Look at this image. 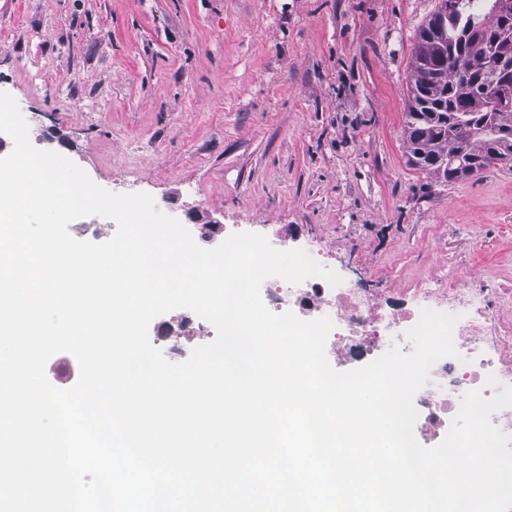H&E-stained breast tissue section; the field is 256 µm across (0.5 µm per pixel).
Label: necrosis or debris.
<instances>
[{
	"label": "necrosis or debris",
	"mask_w": 512,
	"mask_h": 512,
	"mask_svg": "<svg viewBox=\"0 0 512 512\" xmlns=\"http://www.w3.org/2000/svg\"><path fill=\"white\" fill-rule=\"evenodd\" d=\"M416 295L433 299L434 310L457 315L453 339L457 357L439 360L430 371V381L415 396L414 404L426 434L447 433L464 394L476 391L493 398L504 386H512V368L502 364L501 350L512 347V337L503 335L497 348L484 344L489 320L473 298L444 289L419 287ZM266 306L273 311L295 307L308 320L330 318L333 328L327 345L334 359L360 363L402 336L419 319L421 309L405 297L382 299L376 293L348 282L330 285L319 277H310L293 285L280 278L266 281L263 288ZM188 328L197 329L203 338L215 340L217 331L191 310H183L160 320L154 328V341L169 354L183 358L196 343L185 336Z\"/></svg>",
	"instance_id": "1"
}]
</instances>
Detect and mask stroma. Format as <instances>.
<instances>
[{
  "mask_svg": "<svg viewBox=\"0 0 512 512\" xmlns=\"http://www.w3.org/2000/svg\"><path fill=\"white\" fill-rule=\"evenodd\" d=\"M436 6L0 0V91L35 148L110 192L282 235L386 296L479 288L512 325V162L455 182L407 162L412 60Z\"/></svg>",
  "mask_w": 512,
  "mask_h": 512,
  "instance_id": "stroma-1",
  "label": "stroma"
}]
</instances>
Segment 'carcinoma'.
Returning a JSON list of instances; mask_svg holds the SVG:
<instances>
[{"instance_id": "carcinoma-1", "label": "carcinoma", "mask_w": 512, "mask_h": 512, "mask_svg": "<svg viewBox=\"0 0 512 512\" xmlns=\"http://www.w3.org/2000/svg\"><path fill=\"white\" fill-rule=\"evenodd\" d=\"M440 0L421 27L412 65L405 134L411 164L448 181L512 161V98L499 81L494 37L512 33L501 4Z\"/></svg>"}]
</instances>
